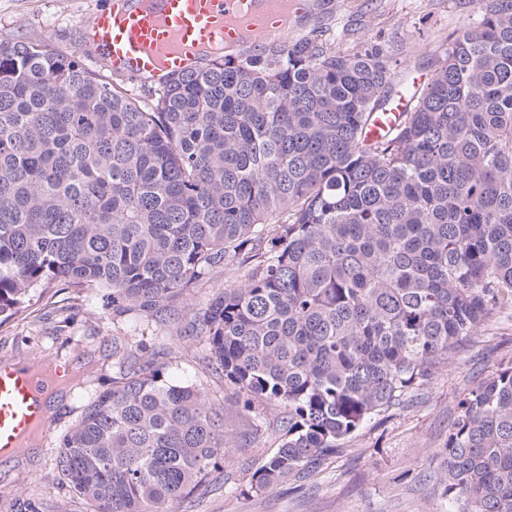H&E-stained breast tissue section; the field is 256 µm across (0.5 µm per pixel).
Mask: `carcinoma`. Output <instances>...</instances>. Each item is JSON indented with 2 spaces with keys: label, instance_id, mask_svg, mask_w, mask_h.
<instances>
[{
  "label": "carcinoma",
  "instance_id": "carcinoma-1",
  "mask_svg": "<svg viewBox=\"0 0 512 512\" xmlns=\"http://www.w3.org/2000/svg\"><path fill=\"white\" fill-rule=\"evenodd\" d=\"M422 86L403 49L310 35L132 86L87 50L0 35V323L52 281L149 315L253 267L192 320L212 370L310 475L512 304V0H475ZM409 110L373 143V113ZM145 347L60 440L94 512H177L227 460L224 405ZM457 512H512V367L470 390L442 449Z\"/></svg>",
  "mask_w": 512,
  "mask_h": 512
}]
</instances>
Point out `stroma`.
<instances>
[{
  "mask_svg": "<svg viewBox=\"0 0 512 512\" xmlns=\"http://www.w3.org/2000/svg\"><path fill=\"white\" fill-rule=\"evenodd\" d=\"M106 0H0V33L42 31L63 48L75 49L83 16ZM476 17L473 0H320L315 26L347 49L354 42L412 48L421 62L410 75L428 79L435 53L449 32ZM247 266L200 281L187 303L151 316L133 310L112 314V293L50 283L30 303L0 324V360L21 364L58 360L71 376L53 384L52 417L44 433L9 461H0V512H93L56 467L57 446L86 405L112 385V344L146 343L147 354L166 365L175 382L194 383L213 400L223 399V378L208 369L205 343L191 323L190 308L227 286L240 284ZM512 366V306L501 308L477 336L463 341L448 363L409 390L403 401L374 413L345 442L343 454L323 462L308 480L289 479L254 492L250 480L274 436L252 432L277 415L269 406L244 418L224 407L229 460L199 487L179 512H451L439 480L440 454L460 413L464 395Z\"/></svg>",
  "mask_w": 512,
  "mask_h": 512,
  "instance_id": "stroma-1",
  "label": "stroma"
}]
</instances>
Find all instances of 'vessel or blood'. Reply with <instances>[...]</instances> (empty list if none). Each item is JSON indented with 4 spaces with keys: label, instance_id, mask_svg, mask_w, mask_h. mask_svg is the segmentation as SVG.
Returning a JSON list of instances; mask_svg holds the SVG:
<instances>
[{
    "label": "vessel or blood",
    "instance_id": "obj_1",
    "mask_svg": "<svg viewBox=\"0 0 512 512\" xmlns=\"http://www.w3.org/2000/svg\"><path fill=\"white\" fill-rule=\"evenodd\" d=\"M291 8L306 20L314 18L308 0H109L94 13L85 35L114 76L153 74L161 67L179 73L189 69L188 55L214 43L240 53L285 43L282 17ZM407 108V98L395 96L390 110L375 114L368 140L391 129ZM67 376L62 362L0 361V460L45 431L49 384Z\"/></svg>",
    "mask_w": 512,
    "mask_h": 512
}]
</instances>
